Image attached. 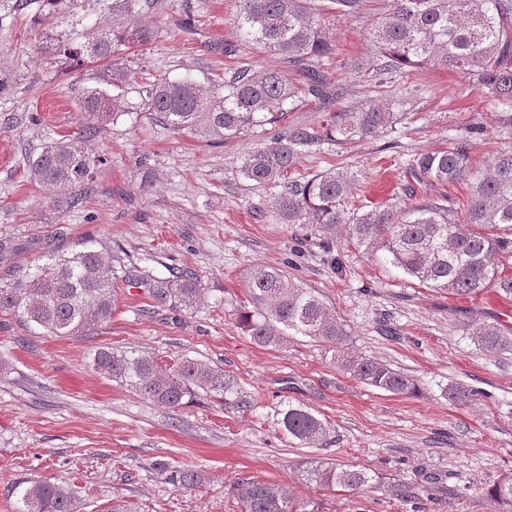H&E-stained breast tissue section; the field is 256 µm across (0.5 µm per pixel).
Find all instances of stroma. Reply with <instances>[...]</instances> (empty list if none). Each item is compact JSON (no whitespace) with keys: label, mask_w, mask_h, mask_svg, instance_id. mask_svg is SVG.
<instances>
[{"label":"stroma","mask_w":512,"mask_h":512,"mask_svg":"<svg viewBox=\"0 0 512 512\" xmlns=\"http://www.w3.org/2000/svg\"><path fill=\"white\" fill-rule=\"evenodd\" d=\"M186 0H159L145 20L159 35L130 67L137 77L207 83L226 67L294 72L283 59L246 42L234 23L238 0H209L193 32L176 24ZM103 0L38 15L13 14L0 0V239L48 242L68 249L82 239L121 248L154 270L198 274L205 301L184 312L146 313L142 290L128 289L112 322L90 336L55 337L0 313V512H22L26 480L77 485L79 512H106L125 496L144 512H239L236 478L255 475L310 500L314 512H492L470 486L512 473V350L487 352L469 336L472 319L512 325V297L487 290L456 301L417 285L386 251L346 252L336 275L299 226L275 219L273 189L254 186L238 167L270 144L278 127L257 128L221 144L178 135L132 112L105 125L91 143L105 155L86 201L52 211L26 179L25 159L51 137L78 136L96 124L81 109L87 89L104 88V64H77L58 53L63 40L84 42L111 21ZM376 11L327 16L336 52L323 71L336 97L333 111L384 105L407 113L397 129L345 147L303 154L300 169L349 168L361 197L391 202L404 174L387 169L399 156L440 149L472 125L482 134L475 159L489 164L507 147L494 124L495 103L468 75L424 68L417 78L379 85L367 76ZM289 266L305 286L333 303L351 331V351L415 376L419 396L393 395L342 372L320 343L291 336L278 347L256 344L239 329L232 305L245 296L254 265ZM136 347L188 355L224 368L251 393L242 412L198 399L178 410L150 403L94 370L98 347ZM480 391L474 405L441 398L443 385ZM300 402L328 420L327 446L304 448L277 431V413ZM332 458L399 481L414 502L382 489L316 491L297 465ZM165 460L205 470L202 490H179L154 478L145 463Z\"/></svg>","instance_id":"stroma-1"}]
</instances>
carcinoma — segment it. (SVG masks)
I'll list each match as a JSON object with an SVG mask.
<instances>
[{
    "label": "carcinoma",
    "instance_id": "obj_1",
    "mask_svg": "<svg viewBox=\"0 0 512 512\" xmlns=\"http://www.w3.org/2000/svg\"><path fill=\"white\" fill-rule=\"evenodd\" d=\"M383 2L382 19L373 31L378 55L373 72L378 83L407 69L431 67L469 75L498 103L495 116L502 136L512 139V0H331L339 17L360 14ZM55 11L62 0H14L13 11ZM155 0H112V23L89 33L87 43L73 47L61 42L63 53L80 55L90 63L106 62L104 82L115 88L84 93L82 109L95 112L104 123L120 112H145L174 133H188L213 142L235 137L254 127L275 125L293 110L328 98L323 59L335 51L326 36L318 0H240L235 23L241 36L284 57L298 78L290 81L274 70L237 67L205 88L193 80L157 78L138 90L140 101L128 99L134 72L127 65L132 50L156 39L143 22ZM407 119L405 112L370 107L325 112L318 125L284 128L272 144L241 161L242 177L259 187L276 189L271 208L281 224H297L306 237L322 241L325 261L341 274V256L355 248H383L391 262L419 285L450 298L469 300L488 288L512 296V274L500 258L512 257V147L500 151L482 167L474 160L478 126L448 139L446 146L411 156L406 170L421 185L443 189L435 197L418 195L408 186L399 201L367 205L356 193L357 174L328 169L302 175L299 156L324 145L346 146L376 137ZM101 128L66 136L44 145L27 160L28 182L46 192L49 203L63 212L81 203L95 170L105 159L88 151L87 142ZM465 184L464 204L444 189ZM19 245L0 240V263L9 264L0 277V312L57 337L87 336L108 326L122 296L120 285L143 290L153 306L188 311L204 301L201 280L190 271L170 268L160 275L124 258L107 256L94 241H81L68 250L49 248L45 262L13 265ZM246 299L235 308L237 325L253 341L277 347L290 335L322 343L350 377L394 395L419 391L415 379L374 357L349 351L351 331L334 306L314 288L294 281L279 266L255 265L247 270ZM469 335L486 351L512 347V327L474 320ZM94 369L121 388L175 410L207 397L240 411L252 403L238 380L224 369L186 355L166 359L134 347L103 346L93 358ZM440 397L462 405L478 400L480 392L464 386H439ZM276 425L285 436L306 448L327 442L330 425L301 404L280 412ZM145 469L176 488L196 489L207 475L193 465L150 461ZM302 480L318 490L372 489L382 486L376 473L359 465L318 458L299 465ZM232 492L241 512H312L309 502L253 475L238 478ZM486 494L493 512H512V474L499 478ZM23 512H79L76 486L47 479L26 481Z\"/></svg>",
    "mask_w": 512,
    "mask_h": 512
}]
</instances>
